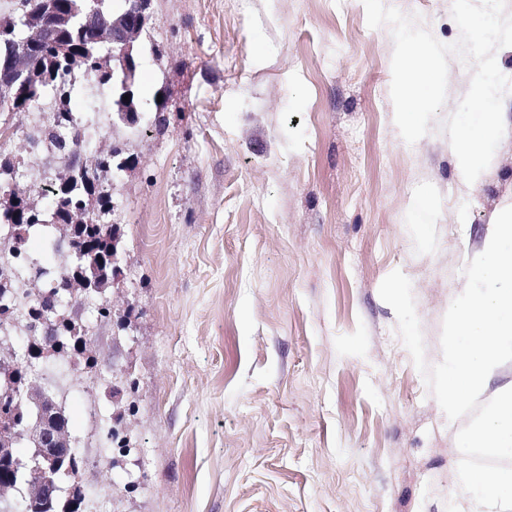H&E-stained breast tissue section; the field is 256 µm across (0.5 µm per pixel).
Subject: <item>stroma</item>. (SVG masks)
Masks as SVG:
<instances>
[{
    "label": "stroma",
    "mask_w": 512,
    "mask_h": 512,
    "mask_svg": "<svg viewBox=\"0 0 512 512\" xmlns=\"http://www.w3.org/2000/svg\"><path fill=\"white\" fill-rule=\"evenodd\" d=\"M458 41L452 0H384ZM150 137L114 182L121 262L66 435L84 512H473L446 418L379 295L411 282L428 364L497 215L512 206L506 134L477 185L456 174L444 121L472 71L407 144L390 96V27L362 0H153L139 44ZM165 124H156L154 95ZM14 114L5 153L52 178ZM432 202L428 223L411 209ZM120 440H112L111 429Z\"/></svg>",
    "instance_id": "obj_1"
}]
</instances>
